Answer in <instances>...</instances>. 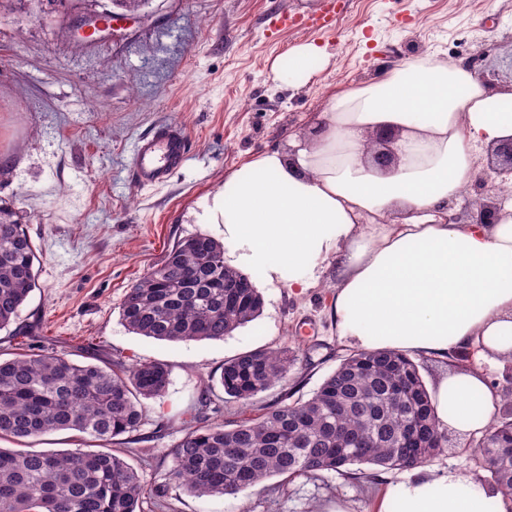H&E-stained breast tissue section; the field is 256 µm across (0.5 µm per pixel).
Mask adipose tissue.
<instances>
[{
	"label": "adipose tissue",
	"mask_w": 512,
	"mask_h": 512,
	"mask_svg": "<svg viewBox=\"0 0 512 512\" xmlns=\"http://www.w3.org/2000/svg\"><path fill=\"white\" fill-rule=\"evenodd\" d=\"M395 133V165L377 168L371 132ZM512 140V86L493 88L460 62L426 57L330 99L289 154L257 156L215 194L224 262L254 286L317 285L336 265L340 338L361 350L512 357V198L492 224L450 220L481 154ZM498 393L477 368L439 380L442 427L478 434ZM471 475H412L391 484L379 512H501Z\"/></svg>",
	"instance_id": "adipose-tissue-1"
}]
</instances>
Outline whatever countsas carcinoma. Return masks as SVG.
<instances>
[{
	"label": "carcinoma",
	"instance_id": "obj_1",
	"mask_svg": "<svg viewBox=\"0 0 512 512\" xmlns=\"http://www.w3.org/2000/svg\"><path fill=\"white\" fill-rule=\"evenodd\" d=\"M34 243L0 207V330L15 323L37 287ZM262 299L248 276L224 265V244L206 234L178 241L163 262L123 295L129 331L157 340L220 341L255 320ZM296 355L261 348L224 361V395L247 403L285 381ZM170 371L160 362L79 365L54 351L0 361V438L75 430L102 441L137 431L142 400L161 396ZM204 383L197 414L171 449L169 480L198 496L235 495L267 477L339 475L349 465L412 470L448 446L430 393L409 354L360 351L343 359L306 400L286 391L259 416L228 428L200 422L212 403ZM512 444V387L491 423L471 438L479 456ZM485 482L512 512V455ZM138 472L112 449L49 453L0 448V512H154Z\"/></svg>",
	"mask_w": 512,
	"mask_h": 512
}]
</instances>
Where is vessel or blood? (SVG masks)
<instances>
[{
	"mask_svg": "<svg viewBox=\"0 0 512 512\" xmlns=\"http://www.w3.org/2000/svg\"><path fill=\"white\" fill-rule=\"evenodd\" d=\"M189 153V140L178 125L157 124L134 143L129 177L142 187L163 184L182 169Z\"/></svg>",
	"mask_w": 512,
	"mask_h": 512,
	"instance_id": "vessel-or-blood-1",
	"label": "vessel or blood"
}]
</instances>
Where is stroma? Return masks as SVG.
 Returning <instances> with one entry per match:
<instances>
[{
  "label": "stroma",
  "instance_id": "obj_1",
  "mask_svg": "<svg viewBox=\"0 0 512 512\" xmlns=\"http://www.w3.org/2000/svg\"><path fill=\"white\" fill-rule=\"evenodd\" d=\"M324 0H147L141 20L119 21L111 38L85 44L70 23L112 0H0V206L11 208L37 247L38 286L15 328L0 331V359L58 351L78 364L159 361L166 392L145 400L138 443L127 460L147 491L164 490L175 512H376L388 483L405 472L353 466L351 474L272 476L235 495L198 497L170 481L169 453L213 380L218 413L207 422L255 416L282 391L311 396L355 346L339 341L331 311V270L302 296L261 288L254 321L224 340L167 342L128 331L118 305L136 279L161 264L177 241L203 233L214 192L242 162L288 152L310 134L329 99L425 56L456 61L483 54L491 84L512 83V0H340L334 30L274 31L270 18L320 11ZM314 43L328 56L299 86L277 78L288 52ZM179 125L191 144L167 183L128 179L132 145L156 124ZM289 347L298 359L281 385L248 409L225 400L215 382L225 359L258 348ZM18 450L102 449L76 431L0 441ZM484 477L467 436L423 465Z\"/></svg>",
  "mask_w": 512,
  "mask_h": 512
}]
</instances>
